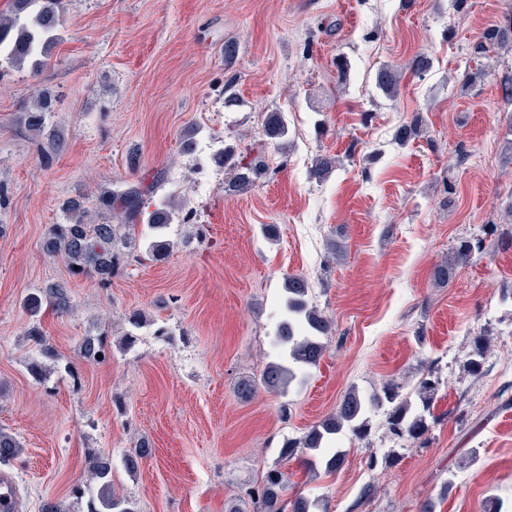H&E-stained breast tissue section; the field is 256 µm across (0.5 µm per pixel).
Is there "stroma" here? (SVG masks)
Segmentation results:
<instances>
[{
	"label": "stroma",
	"instance_id": "35a3bbf8",
	"mask_svg": "<svg viewBox=\"0 0 512 512\" xmlns=\"http://www.w3.org/2000/svg\"><path fill=\"white\" fill-rule=\"evenodd\" d=\"M510 16L512 0H62L48 64L0 66V429L23 446L8 465L20 512L47 501L88 512L96 452L141 512H251L246 492L274 465L284 497L318 512H484L491 495L512 512V246L500 243L512 231V51L472 52ZM418 54L432 61L420 78L407 70ZM390 64L403 70L391 99L375 82ZM45 91L65 135L49 166L19 122ZM271 112L288 121L279 142L264 134ZM417 113L425 138L398 145ZM228 142L268 163L246 188L199 171L198 151ZM325 154L340 165L320 182L311 169ZM128 184L156 186L183 217L164 260L137 237L103 287L43 252L64 201L84 196L94 216L101 190ZM470 235L485 251L437 285L434 268ZM291 276L307 279L331 324L323 357L285 389L242 399L239 381L284 356L275 330ZM54 282L70 312H31L25 299ZM135 311L151 324L132 348L82 358L85 336L120 339ZM35 324L58 355L44 380L30 371L42 360L26 336ZM482 333L474 375L465 358ZM426 364L442 386L421 439L399 444L376 410L367 438L337 435L335 474L281 457L284 439L350 388L368 396L396 381L409 396ZM142 442L151 454L128 475L122 457ZM488 345L487 334L483 333L473 338L471 348L466 356V366L472 374L482 371Z\"/></svg>",
	"mask_w": 512,
	"mask_h": 512
}]
</instances>
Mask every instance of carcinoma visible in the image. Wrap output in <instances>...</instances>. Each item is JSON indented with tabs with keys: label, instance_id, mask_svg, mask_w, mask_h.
Listing matches in <instances>:
<instances>
[{
	"label": "carcinoma",
	"instance_id": "obj_1",
	"mask_svg": "<svg viewBox=\"0 0 512 512\" xmlns=\"http://www.w3.org/2000/svg\"><path fill=\"white\" fill-rule=\"evenodd\" d=\"M60 0H13V10L8 16H0V61L16 68L29 63L38 69L48 63L57 44L56 31L59 26ZM512 50V18L507 23L487 29L474 46V53L483 54L489 49ZM401 75L398 70L384 67L376 76V85L387 97L397 95ZM48 105L38 101L35 109L24 113L23 124L27 131L40 138L39 148L45 161L50 162L64 146L63 132L47 122ZM423 132L419 118L402 124L395 133V141L408 144ZM266 134L274 140L288 136V122L280 112H272L266 121ZM218 167L225 168L232 180L239 186L253 182L260 173L261 161L249 158L247 149L236 144H227L217 154ZM336 159L332 156L317 157L312 174L324 180L335 170ZM150 192L136 185L124 190L105 191L99 196V210L104 212L105 222H87L88 210L83 197H72L65 203L67 214L65 224H52L42 241V250L49 256L60 257L74 277H89L99 285L106 286L112 281V274L120 268L121 248L129 245L135 232V220L145 207V197ZM118 214L121 224L112 223V214ZM146 224L155 232L148 243L150 260L160 261L170 249V241L164 231L181 222L180 212L168 201L154 204L147 210ZM483 239L477 236L461 237L452 247L448 261L435 267L433 279L444 285L454 276L458 266L469 261L473 255L483 252ZM285 316L279 323L275 341L287 350L288 356L281 362L268 364L259 380L244 379L239 383L238 392L248 399L258 386L270 391L279 390L298 378L301 370L318 364L323 346L318 337L331 331L329 321L313 305L307 281L301 277H290L285 282ZM51 307L58 314L70 309V299L65 286L50 284L42 291L28 297L27 305L37 311L42 305ZM489 339L486 334L473 338L466 356V366L473 374L482 371ZM108 339L98 334L86 337L81 345L84 359L90 362H104L110 353ZM441 382L431 368L423 369L418 385V401L402 395L400 386L389 384L382 392L366 398L355 388L350 389L340 402L336 412L318 425L310 428L300 438H288L282 446L285 458L302 456L309 451H319L325 465V472H336L343 462V451L327 447L331 436L349 430L353 436L362 439L367 436L369 420L367 412L372 407H386L385 422L388 432L400 442L416 441L428 431L427 416L431 415L433 401ZM18 438L0 429V462L9 463L22 454ZM151 452L146 443L129 450L122 459L124 469L131 475L137 473L140 465ZM88 473L96 492L89 512H140L137 502L118 490L112 474V460L97 455L89 462ZM286 474L277 467L268 469L262 476L257 489L249 492L253 512H310V502L301 496L293 500L283 498Z\"/></svg>",
	"mask_w": 512,
	"mask_h": 512
}]
</instances>
